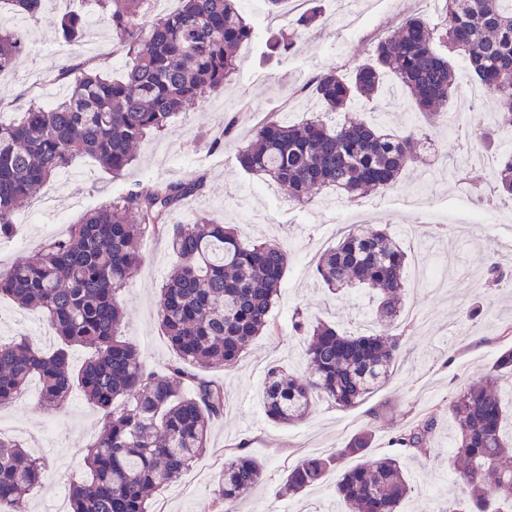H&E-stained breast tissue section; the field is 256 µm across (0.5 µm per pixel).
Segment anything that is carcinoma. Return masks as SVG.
I'll return each instance as SVG.
<instances>
[{
	"mask_svg": "<svg viewBox=\"0 0 512 512\" xmlns=\"http://www.w3.org/2000/svg\"><path fill=\"white\" fill-rule=\"evenodd\" d=\"M16 13L36 18L44 0H6ZM108 15L128 61L123 76L107 79L91 62L65 64L57 73L67 93L50 105L31 104L10 123H0V237L14 234L16 213L35 192L86 154L114 177L134 161L133 148L148 133L168 129L173 116L224 90L238 68L236 50L253 27L239 0H179L178 10L145 24L149 0H96ZM274 33L268 55L288 54L296 40L323 17L322 0ZM84 19L62 15L60 38L83 35ZM26 48L18 30L0 29V73ZM461 56L471 77L512 117V0H442L437 18L412 17L372 46L368 59L346 78L329 67L315 81L323 112L292 124L271 114L255 140L238 151L248 174L288 189L307 205L315 191L333 187L348 203L371 189H393L404 168L419 159L428 136L415 129L388 133L360 117L332 121L330 114L376 98L385 72L392 73L416 107L433 114L448 108L455 92L450 57ZM467 148H486L490 136L469 127ZM492 200L512 201V153L500 154ZM204 177L145 183L111 204L89 210L66 238L52 239L6 267L0 266V296L43 316L59 347L43 352L28 337L0 340V406L36 379L42 400L66 406L74 388L100 410L103 428L84 449L88 476L73 485L69 512H148L152 492L177 481L208 447L213 419L224 413V386L191 372L234 367L254 338L272 330L270 311L281 294L289 263L276 241L247 242L235 228L207 216L175 224L169 235L174 263L160 288L157 319L176 355L158 378L143 366L138 349L121 336L120 296L143 261L137 242L149 229L165 231L172 215L200 195ZM408 253L384 229H354L325 250L317 264L332 292L364 286L375 291L371 328L347 333L319 320L309 324L295 311L293 329L304 336L307 373L268 370L263 388L266 416L293 425L317 396L351 408L391 374L402 353L398 333L407 288ZM508 278L502 264H487V283ZM72 346L93 356L78 371L69 364ZM512 375V348L492 370L448 405L455 421L452 454L464 496L438 512H512V434L505 433L508 407L501 381ZM431 420L399 429L393 443L404 451H428ZM373 441L363 429L329 455L304 456L284 477L299 495L336 472L335 493L348 512H401L411 487L400 456L384 453L353 468ZM44 466L22 444L0 436V512H24V497L42 480ZM264 478V464L233 454L224 462L215 512H236Z\"/></svg>",
	"mask_w": 512,
	"mask_h": 512,
	"instance_id": "obj_1",
	"label": "carcinoma"
}]
</instances>
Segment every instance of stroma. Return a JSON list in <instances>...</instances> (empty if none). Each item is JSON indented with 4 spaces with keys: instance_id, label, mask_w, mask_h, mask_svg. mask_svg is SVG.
Returning <instances> with one entry per match:
<instances>
[{
    "instance_id": "1",
    "label": "stroma",
    "mask_w": 512,
    "mask_h": 512,
    "mask_svg": "<svg viewBox=\"0 0 512 512\" xmlns=\"http://www.w3.org/2000/svg\"><path fill=\"white\" fill-rule=\"evenodd\" d=\"M73 9L86 18L84 34L65 44L58 39L57 21ZM348 10L347 0H324L322 22L303 35L295 51L282 57L268 56L266 41L272 33L289 29L292 14L281 15L271 24L266 6L246 12L255 37L243 47L240 67L225 83L223 93L175 117L164 135L144 138L135 162L122 177H112L92 158L76 159L72 178H53L29 207L19 211L16 235L0 239V263L7 265L46 240L66 236L86 211L139 182H165L199 173L204 177L202 195L179 213L180 223L210 215L237 225L247 238L276 240L288 249L290 264L270 314L273 334L255 339L235 367L207 370L208 378L224 384V414L212 423L207 452L177 482L155 494L151 512H213L224 458L242 450L264 462L266 470L263 484L240 503L239 512H346L325 483L298 496L280 495L288 468L307 449L331 453L365 428L373 433V453L393 452L397 429L429 419L436 424L430 453L401 456L412 485L401 512H438L446 502L464 495L451 465L453 422L448 403L487 375L501 350L512 347V291L485 286L487 259L503 257V246L512 239V203H500L484 223H475L480 201L460 195L452 181L439 178L430 190L431 229L404 247L437 269L440 284L430 291L407 288L405 310L428 314L430 321L424 327L409 326L391 377L352 408L315 399L307 417L295 426L274 424L263 407L262 388L270 367L291 372L304 369L303 339L292 329L295 309L313 320L338 321L343 330L354 333L360 331L369 311L367 289L332 294L318 282L319 254L334 246L361 217L392 233L401 224L423 223L425 217L412 200L425 189V168L434 165L451 171L467 156L443 116L423 115L406 93L395 92L396 81L390 77L387 94L362 106V114L385 120L393 133L407 127L426 128L442 154L410 164L396 189L363 198L362 212H353L350 203L342 200L332 211L317 201L296 204L279 186L239 168L237 153L256 128L246 111L268 114L286 99L289 122L304 120L319 109L312 85L319 71L333 65L340 74L351 76L366 60L378 32L395 30L408 16L432 14L418 0H369L363 17L350 25L344 21ZM25 38L26 52L16 58L11 71L0 75L1 122L12 120L29 103L41 101L42 90L50 87L51 76L64 60L92 61L101 75L115 80L123 74L126 55L94 0L76 5L71 0H50L38 18L29 21ZM219 136L224 145L213 148ZM140 250L144 261L133 270L122 292L121 331L138 348L144 366L161 375L174 358L155 314L158 291L170 267V250L165 237L150 231ZM475 303L482 312L472 317L468 310ZM20 334L47 353L58 345L44 318L0 297V339ZM102 425L99 410L80 391H72L66 407L58 409L42 401L35 381L14 403L0 408V435L22 443L45 465L41 485L26 499L27 512H49L58 497L68 495L71 485L85 478L83 450L95 442Z\"/></svg>"
}]
</instances>
